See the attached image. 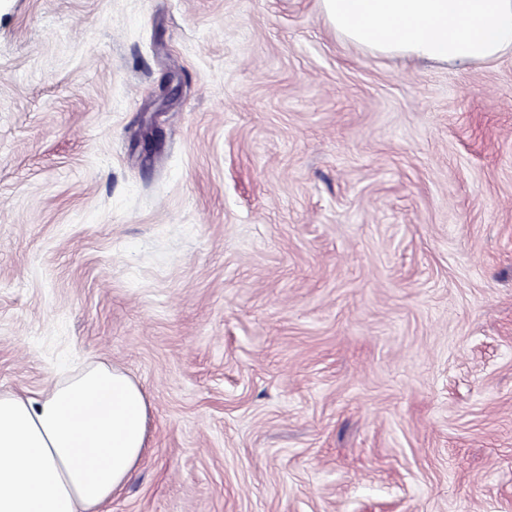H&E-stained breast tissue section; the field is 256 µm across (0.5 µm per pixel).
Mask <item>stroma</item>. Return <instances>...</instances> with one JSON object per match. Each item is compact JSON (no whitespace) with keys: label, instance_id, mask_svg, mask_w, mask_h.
<instances>
[{"label":"stroma","instance_id":"obj_1","mask_svg":"<svg viewBox=\"0 0 512 512\" xmlns=\"http://www.w3.org/2000/svg\"><path fill=\"white\" fill-rule=\"evenodd\" d=\"M90 362L148 401L106 512H512V54L0 0V391Z\"/></svg>","mask_w":512,"mask_h":512}]
</instances>
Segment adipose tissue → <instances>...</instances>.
I'll list each match as a JSON object with an SVG mask.
<instances>
[{
	"label": "adipose tissue",
	"mask_w": 512,
	"mask_h": 512,
	"mask_svg": "<svg viewBox=\"0 0 512 512\" xmlns=\"http://www.w3.org/2000/svg\"><path fill=\"white\" fill-rule=\"evenodd\" d=\"M337 36L451 65L512 52V0H321ZM148 403L102 362L34 396L0 392V512H100L147 446Z\"/></svg>",
	"instance_id": "adipose-tissue-1"
}]
</instances>
